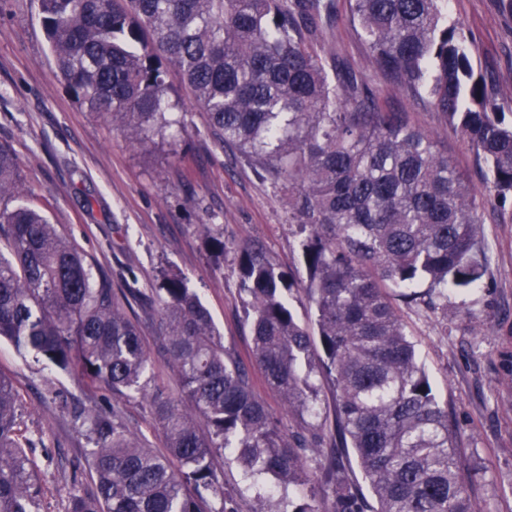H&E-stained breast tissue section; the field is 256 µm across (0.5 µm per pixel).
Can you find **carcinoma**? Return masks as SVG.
<instances>
[{
  "instance_id": "obj_1",
  "label": "carcinoma",
  "mask_w": 512,
  "mask_h": 512,
  "mask_svg": "<svg viewBox=\"0 0 512 512\" xmlns=\"http://www.w3.org/2000/svg\"><path fill=\"white\" fill-rule=\"evenodd\" d=\"M446 0H346L368 62L388 87L430 98L487 164L472 185L402 112L312 38L334 0H38L57 74L75 100L135 148L183 133L165 76L179 68L222 146L288 189L302 242L314 327L294 312L293 279L262 246L237 268L251 319L252 360L288 413L315 415L323 379L336 391L330 447L323 425L284 433L253 393L249 363L224 347L207 308L176 273L149 292L91 282L84 256L29 205L14 151L0 144V338L57 369L80 368L112 399L147 400L168 455L144 447L117 416L77 413L94 476L66 512H227L217 455L287 491L318 481L332 512H482L468 491L457 432L418 363L401 307L440 311L448 291L478 287L487 198L512 197V125L495 84L473 66L474 43ZM181 397L144 380L143 322ZM188 403L194 415L181 408ZM18 397L0 374V512H38L36 464L18 433ZM353 449L374 502L346 465ZM316 462L310 468L309 462ZM254 512H319L257 494ZM288 503L291 510L282 509Z\"/></svg>"
}]
</instances>
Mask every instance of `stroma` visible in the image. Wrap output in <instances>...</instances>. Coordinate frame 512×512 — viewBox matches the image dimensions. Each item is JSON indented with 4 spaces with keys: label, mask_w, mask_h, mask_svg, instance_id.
<instances>
[{
    "label": "stroma",
    "mask_w": 512,
    "mask_h": 512,
    "mask_svg": "<svg viewBox=\"0 0 512 512\" xmlns=\"http://www.w3.org/2000/svg\"><path fill=\"white\" fill-rule=\"evenodd\" d=\"M448 14L472 37L473 63L501 88L499 104L511 121L512 0H448ZM318 39L376 90L384 111L407 113L472 184H482L485 167L472 144L430 103L389 92L368 67L345 0H336V18ZM166 81L179 96L185 133L170 144L132 148L58 77L38 0H0V143L16 151L31 202L85 255L94 277L114 287L146 290L161 271L180 274L209 309L225 346L246 360L252 336L236 252L261 244L302 287V236L288 221L284 192L259 178L236 150L217 145L176 67L168 68ZM201 224L211 225V236L198 232ZM481 229L488 265L482 287L449 293L450 318L414 307L403 319L457 427L473 473L471 495L484 512H512V198L487 206ZM213 236L224 240L223 255L212 250ZM0 374L17 390L41 512H65L74 490L92 486L76 409L115 410L146 447L167 451L165 433L140 396L114 402L111 392L87 387L79 372L56 371L5 340ZM223 467L229 512H251L271 477H248L229 458Z\"/></svg>",
    "instance_id": "1"
}]
</instances>
